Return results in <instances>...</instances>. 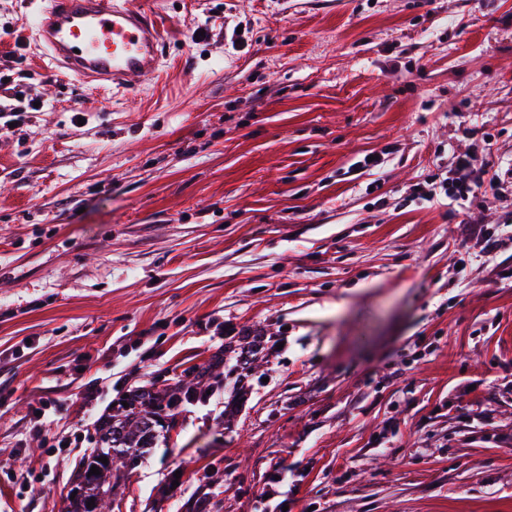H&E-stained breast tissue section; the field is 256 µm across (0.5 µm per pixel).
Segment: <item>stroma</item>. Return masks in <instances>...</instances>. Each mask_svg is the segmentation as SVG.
Returning <instances> with one entry per match:
<instances>
[{"label":"stroma","instance_id":"1","mask_svg":"<svg viewBox=\"0 0 512 512\" xmlns=\"http://www.w3.org/2000/svg\"><path fill=\"white\" fill-rule=\"evenodd\" d=\"M141 2L161 69L106 93L0 0V512H67L47 448L215 359L112 512H512V179L445 192L512 168V0ZM455 163L461 176L452 179L451 188L448 190V198L452 201L468 200L470 194H495L500 182L503 181L496 171L490 175L488 163L475 154L456 156ZM220 366L217 363L211 362L197 372L195 378L185 383L181 389V393H187L188 395H200L207 393V390L211 389L215 382L220 379L221 372Z\"/></svg>","mask_w":512,"mask_h":512}]
</instances>
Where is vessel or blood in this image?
Here are the masks:
<instances>
[{
  "instance_id": "1",
  "label": "vessel or blood",
  "mask_w": 512,
  "mask_h": 512,
  "mask_svg": "<svg viewBox=\"0 0 512 512\" xmlns=\"http://www.w3.org/2000/svg\"><path fill=\"white\" fill-rule=\"evenodd\" d=\"M30 27L56 67L102 87L155 75L163 58V31L137 0H45Z\"/></svg>"
}]
</instances>
